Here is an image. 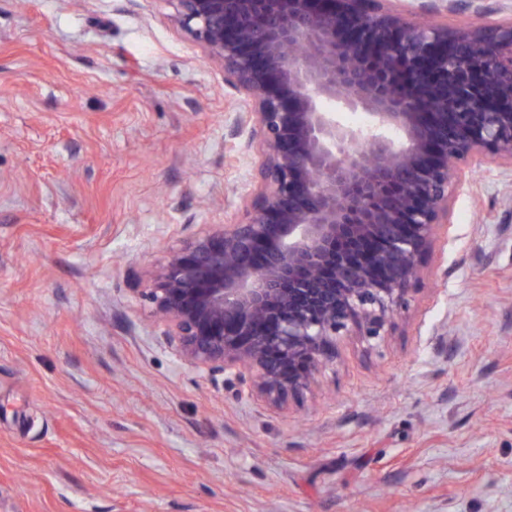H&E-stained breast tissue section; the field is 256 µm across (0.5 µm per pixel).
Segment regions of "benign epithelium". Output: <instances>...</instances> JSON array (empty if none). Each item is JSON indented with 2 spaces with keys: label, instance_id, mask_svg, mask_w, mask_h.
Listing matches in <instances>:
<instances>
[{
  "label": "benign epithelium",
  "instance_id": "obj_1",
  "mask_svg": "<svg viewBox=\"0 0 512 512\" xmlns=\"http://www.w3.org/2000/svg\"><path fill=\"white\" fill-rule=\"evenodd\" d=\"M224 70L259 156L243 217L148 272L142 295L185 364L282 411L379 340L433 257L466 174L512 173V13L423 19L396 0H166ZM361 112L358 124L340 119Z\"/></svg>",
  "mask_w": 512,
  "mask_h": 512
}]
</instances>
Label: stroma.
Returning a JSON list of instances; mask_svg holds the SVG:
<instances>
[{"instance_id": "obj_1", "label": "stroma", "mask_w": 512, "mask_h": 512, "mask_svg": "<svg viewBox=\"0 0 512 512\" xmlns=\"http://www.w3.org/2000/svg\"><path fill=\"white\" fill-rule=\"evenodd\" d=\"M168 0H0V512H512V176L473 170L390 336L289 412L138 290L257 161Z\"/></svg>"}]
</instances>
